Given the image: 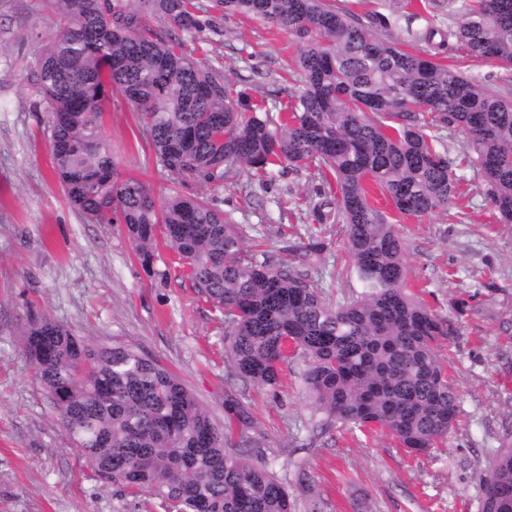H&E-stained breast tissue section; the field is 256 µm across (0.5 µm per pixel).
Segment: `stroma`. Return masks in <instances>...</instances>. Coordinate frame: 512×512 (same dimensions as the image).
Here are the masks:
<instances>
[{
  "label": "stroma",
  "instance_id": "1",
  "mask_svg": "<svg viewBox=\"0 0 512 512\" xmlns=\"http://www.w3.org/2000/svg\"><path fill=\"white\" fill-rule=\"evenodd\" d=\"M222 34L196 41V58L220 67L235 90L278 109L295 45L288 34L201 0ZM360 21L399 18L377 35L404 41L427 27L456 25L448 0H335ZM54 0H0V512H160L100 479L64 434L22 351L20 328L33 314L90 341L134 346L175 373L216 420L235 396L248 409L246 434L289 490L293 512H481V478L502 448H512V224L492 208L472 167L456 170L463 196L449 210L398 217L411 293L447 318L437 346L456 388L458 414L447 439L410 454L381 432L360 431L325 414L310 397L302 360L277 386L231 375L224 325L196 295L173 252L158 247V276H147L120 224H90L71 208L49 159L48 115L34 109L28 82L39 54L60 28ZM103 133L123 176L163 194L146 165L137 113L113 95ZM268 189L230 177L216 195L246 231L287 259L299 239L327 248L309 271L330 302L357 284L344 225L316 223L309 208L320 185L313 170L276 169Z\"/></svg>",
  "mask_w": 512,
  "mask_h": 512
}]
</instances>
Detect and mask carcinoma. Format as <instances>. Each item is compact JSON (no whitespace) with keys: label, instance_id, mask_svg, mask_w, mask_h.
Listing matches in <instances>:
<instances>
[{"label":"carcinoma","instance_id":"cac0c4a2","mask_svg":"<svg viewBox=\"0 0 512 512\" xmlns=\"http://www.w3.org/2000/svg\"><path fill=\"white\" fill-rule=\"evenodd\" d=\"M292 37L297 89L275 117L235 91L216 67L197 61L188 39L220 34L199 0H56L64 26L42 49L30 84L49 115L52 168L70 207L92 224H122L143 271L157 237L224 318L233 374L275 385L300 358L303 381L327 420L391 435L408 453L448 436L458 394L436 353L448 321L407 286L399 234L369 200L370 186L403 216L452 205L456 160L427 130L465 137L484 195L512 223V97L439 60L455 40L512 80V0H471L456 28H428L416 53L369 33L329 0H218ZM440 41H435V37ZM118 92L140 117L145 147L167 192L119 176L102 133ZM318 172L320 224L346 225L360 291L333 306L308 284L326 244L310 235L289 264L244 248V229L206 192L231 174L263 187L275 166ZM26 357L61 426L103 478L148 493L178 512H292L287 488L252 452L247 410L233 398L216 421L158 361L122 343L88 342L46 316L24 324ZM484 504L512 512V448L484 478Z\"/></svg>","mask_w":512,"mask_h":512}]
</instances>
